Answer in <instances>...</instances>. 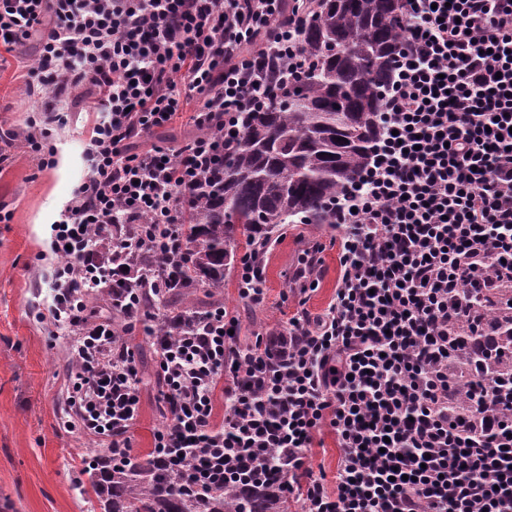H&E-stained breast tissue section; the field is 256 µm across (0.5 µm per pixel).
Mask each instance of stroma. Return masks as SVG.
Masks as SVG:
<instances>
[{"mask_svg":"<svg viewBox=\"0 0 512 512\" xmlns=\"http://www.w3.org/2000/svg\"><path fill=\"white\" fill-rule=\"evenodd\" d=\"M38 56L36 42L8 54L0 64V128L14 131L12 142L0 140V512H101L94 494L80 492L87 460L102 452L95 437L68 430L72 411L67 402L69 333L41 318L52 301L51 281L61 259L51 249L55 233L48 220L57 202L70 201L73 190L89 174L85 154L98 119L92 96L80 85L54 101L56 118L45 122V101L29 95L30 68ZM197 102L185 105L176 121L134 141L136 152L161 146L178 149L198 129ZM41 137L44 149L66 167L42 165L25 137ZM265 255L267 298L263 304L241 302L235 272H227L216 304L235 312L240 345L256 334L280 331L300 310L320 312L335 293L339 276L335 231L328 224H287ZM322 244V261L313 276L319 287L301 300L296 274L299 257L312 244ZM144 321L126 331L140 370V415L132 433V453L149 458L153 434L165 423L159 404L156 356Z\"/></svg>","mask_w":512,"mask_h":512,"instance_id":"stroma-1","label":"stroma"}]
</instances>
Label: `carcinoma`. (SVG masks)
I'll list each match as a JSON object with an SVG mask.
<instances>
[{"mask_svg":"<svg viewBox=\"0 0 512 512\" xmlns=\"http://www.w3.org/2000/svg\"><path fill=\"white\" fill-rule=\"evenodd\" d=\"M302 8L300 48L311 67L264 110L240 114V136L224 169L201 180L187 209L185 256L133 255L135 266L159 282L170 263L180 268V281L141 288L142 311L174 306L188 282L219 294L239 230L253 248L282 224L333 223L337 192L362 173L403 37L400 0H308ZM496 326L506 350L489 363L511 379L512 311H499ZM84 474L102 512H288L274 485L201 491L152 462L114 469L96 456Z\"/></svg>","mask_w":512,"mask_h":512,"instance_id":"carcinoma-1","label":"carcinoma"}]
</instances>
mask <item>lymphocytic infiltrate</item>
<instances>
[{"label":"lymphocytic infiltrate","instance_id":"f902f5d3","mask_svg":"<svg viewBox=\"0 0 512 512\" xmlns=\"http://www.w3.org/2000/svg\"><path fill=\"white\" fill-rule=\"evenodd\" d=\"M292 0H0V48L36 41L29 90L88 84L106 117L93 128L90 176L56 229L50 321L70 333L69 404L113 465L134 459L139 408L133 352L111 322L88 315L102 289L128 325L140 321L145 270L130 250L162 253L182 239L186 196L218 169L238 116L288 90L308 60ZM403 45L359 180L334 204L340 275L320 313L292 317L279 337L237 347L234 313L154 339L166 423L158 468L230 488L278 483L304 512H512V414L493 413L485 378L449 412L464 377L448 338L465 326L487 354L482 317L458 319L461 291L494 309L512 292V0H403ZM281 66L267 85L259 62ZM199 100L200 135L177 152L131 150ZM152 222L129 236L118 218ZM238 295L267 296L259 255L237 266ZM223 419L215 417L216 401ZM334 436L335 483L308 461Z\"/></svg>","mask_w":512,"mask_h":512}]
</instances>
